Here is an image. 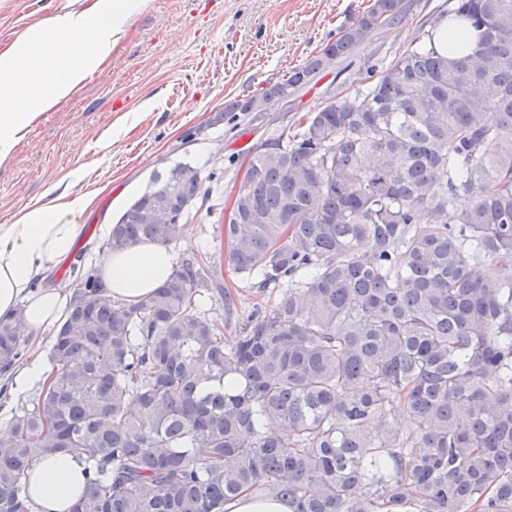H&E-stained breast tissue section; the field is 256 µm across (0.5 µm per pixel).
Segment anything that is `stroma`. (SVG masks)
Returning a JSON list of instances; mask_svg holds the SVG:
<instances>
[{"label":"stroma","instance_id":"35a3bbf8","mask_svg":"<svg viewBox=\"0 0 512 512\" xmlns=\"http://www.w3.org/2000/svg\"><path fill=\"white\" fill-rule=\"evenodd\" d=\"M94 0H0V50L31 24ZM405 19L372 34L349 56L293 91L287 104L221 119L233 102L261 95L268 85L318 55L369 0H148L82 90L44 113L0 165V225L48 189L91 195L72 252L35 287L71 290L72 271L93 270L105 250L102 225L116 222L154 173L189 163L211 174L202 209H191L176 257L206 253L215 267L225 254L214 235L224 202L241 185L250 152L295 120L341 97L371 66L398 57L432 30L455 0H403Z\"/></svg>","mask_w":512,"mask_h":512}]
</instances>
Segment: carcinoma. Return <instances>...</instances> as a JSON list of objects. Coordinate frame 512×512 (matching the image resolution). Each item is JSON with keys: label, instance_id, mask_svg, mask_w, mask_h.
I'll list each match as a JSON object with an SVG mask.
<instances>
[{"label": "carcinoma", "instance_id": "carcinoma-1", "mask_svg": "<svg viewBox=\"0 0 512 512\" xmlns=\"http://www.w3.org/2000/svg\"><path fill=\"white\" fill-rule=\"evenodd\" d=\"M402 15L371 0L227 111H264ZM454 16L474 52L429 34L249 158L221 236L233 273L276 289L266 305L238 317L201 256L138 304L76 278L53 370L0 436V512H30L27 473L59 453L84 463L72 512H224L243 493L294 512H512V0ZM203 182L188 163L155 174L107 247L178 240ZM31 338L22 311L0 318V371Z\"/></svg>", "mask_w": 512, "mask_h": 512}]
</instances>
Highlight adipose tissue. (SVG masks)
<instances>
[{"instance_id": "adipose-tissue-1", "label": "adipose tissue", "mask_w": 512, "mask_h": 512, "mask_svg": "<svg viewBox=\"0 0 512 512\" xmlns=\"http://www.w3.org/2000/svg\"><path fill=\"white\" fill-rule=\"evenodd\" d=\"M146 0H96L94 8L66 11L28 27L0 52V78L7 81L57 64L49 80L24 93L0 87V165L9 162L25 129L44 112L70 98L89 75L101 69ZM89 199L61 194L22 211L0 225V316L23 310L32 332L60 324L69 313V296L58 288H34L50 277L72 251L81 232L79 218ZM175 266L171 247L140 242L109 252L97 262L113 300H148ZM84 465L67 455L36 462L29 475L31 512H70L84 488Z\"/></svg>"}]
</instances>
